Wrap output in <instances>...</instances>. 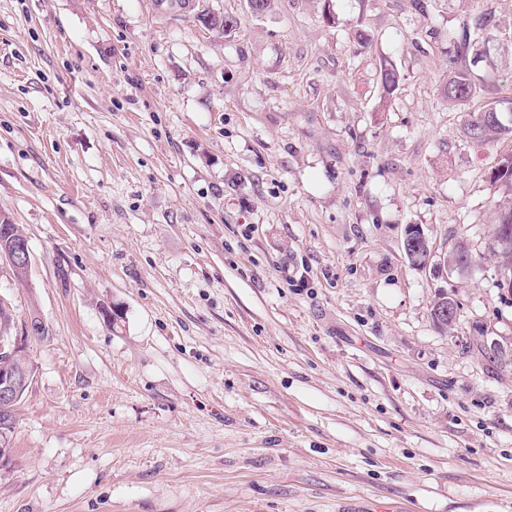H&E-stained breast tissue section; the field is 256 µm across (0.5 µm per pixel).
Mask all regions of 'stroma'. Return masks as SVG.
<instances>
[{
    "instance_id": "1",
    "label": "stroma",
    "mask_w": 512,
    "mask_h": 512,
    "mask_svg": "<svg viewBox=\"0 0 512 512\" xmlns=\"http://www.w3.org/2000/svg\"><path fill=\"white\" fill-rule=\"evenodd\" d=\"M206 3L238 29L0 0V212L31 250L0 300L46 327L0 512H512V143L463 134L512 101V0ZM482 10L504 35L460 50ZM455 60L448 59V86L446 96L449 101L465 102L469 100L475 92L473 83L463 73L457 72L454 68ZM496 224H501L495 235H491L490 249L492 253L498 257L497 249L500 246L504 247L505 245L510 244L512 238V206L505 207L502 209L497 216ZM405 253H410L415 266L426 268L435 257V251L423 231L416 225L408 226L404 238Z\"/></svg>"
}]
</instances>
